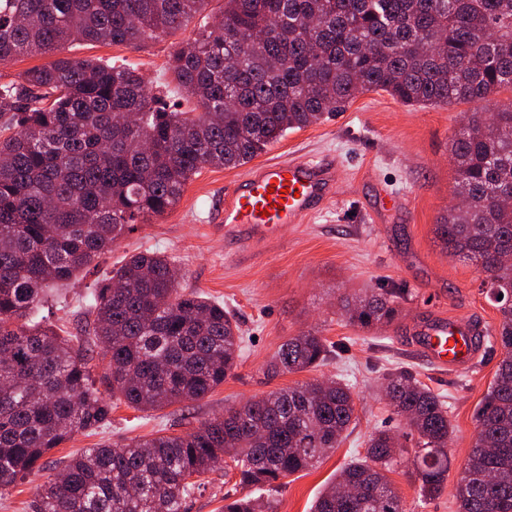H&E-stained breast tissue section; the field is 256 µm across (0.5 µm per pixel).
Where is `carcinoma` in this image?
Wrapping results in <instances>:
<instances>
[{
  "label": "carcinoma",
  "instance_id": "cac0c4a2",
  "mask_svg": "<svg viewBox=\"0 0 512 512\" xmlns=\"http://www.w3.org/2000/svg\"><path fill=\"white\" fill-rule=\"evenodd\" d=\"M208 0H0V65L58 52L0 82V494L79 431L111 422L92 384L108 358L112 397L139 410L206 397L238 367L240 327L224 304L180 287L162 253L133 254L93 294L84 335L24 322L51 283L95 267L136 224L174 208L205 166L238 167L288 132L366 91L406 106L483 103L512 88V0H224L177 46L167 71L188 111L167 110L136 69L63 51L76 40L138 49L201 14ZM460 203L436 225L442 249L472 261L503 297L502 360L476 414L456 486L458 512H512V103L480 108L449 142ZM394 292L342 300L348 321L390 322ZM314 332L283 343L271 374L327 360ZM408 450L387 429L348 463L311 512H405L387 477L405 466L421 496L448 478L446 401L404 370L382 377ZM355 421L353 385L313 380L256 397L183 435L106 443L68 457L31 512H186L209 472L233 463L238 485L283 486L337 447ZM224 512H276L224 495Z\"/></svg>",
  "mask_w": 512,
  "mask_h": 512
}]
</instances>
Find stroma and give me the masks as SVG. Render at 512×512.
<instances>
[{
	"mask_svg": "<svg viewBox=\"0 0 512 512\" xmlns=\"http://www.w3.org/2000/svg\"><path fill=\"white\" fill-rule=\"evenodd\" d=\"M188 26L134 50L123 45L81 42L68 56L132 65L169 101H181L166 72L178 44L194 38ZM471 103L414 108L382 91L358 95L319 123L288 134L262 160L334 159L336 194L320 210L282 225L276 237L248 243L225 235L217 219L224 191L244 177L249 165L202 168L171 211L137 225L102 256L97 269L48 290L38 321L63 336L76 333L88 296L128 255L159 251L180 268L182 288L222 302L239 319L243 350L239 365L223 385L205 398L142 411L112 404V421L98 433H78L53 449L24 479L0 495V512H30L41 486L53 480L70 454L98 443L147 440L177 434L221 416L268 392L315 379L346 378L354 385L356 421L338 448L310 470L289 476L271 492L251 488L252 497L271 498L277 512H310L320 492L342 467L365 455L377 428L404 433L400 418L381 390V374L401 368L443 396L454 427L448 447V479L434 498L419 494L407 468L394 466L388 477L406 512H457L455 489L477 435L476 412L502 360L496 343H483L464 370L431 365L417 348V332L431 320L447 318L497 330L501 314L481 286L475 265L443 251L435 237L437 220L455 201V170L448 155L461 118ZM401 289L399 314L388 324L363 328L339 311L343 295ZM318 332L338 355L302 372L269 374L267 362L289 338ZM235 472L216 470L187 502V512H224V495L237 482Z\"/></svg>",
	"mask_w": 512,
	"mask_h": 512,
	"instance_id": "35a3bbf8",
	"label": "stroma"
}]
</instances>
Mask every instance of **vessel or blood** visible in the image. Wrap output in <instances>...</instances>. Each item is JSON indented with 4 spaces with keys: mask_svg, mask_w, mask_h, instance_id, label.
<instances>
[{
    "mask_svg": "<svg viewBox=\"0 0 512 512\" xmlns=\"http://www.w3.org/2000/svg\"><path fill=\"white\" fill-rule=\"evenodd\" d=\"M336 164L331 160L274 161L246 174L225 195L220 218L225 229L252 238L271 237L280 225L295 222L335 193ZM269 216H262V209ZM470 326L440 321L420 332L419 350L441 369L471 365L474 349Z\"/></svg>",
    "mask_w": 512,
    "mask_h": 512,
    "instance_id": "obj_1",
    "label": "vessel or blood"
}]
</instances>
